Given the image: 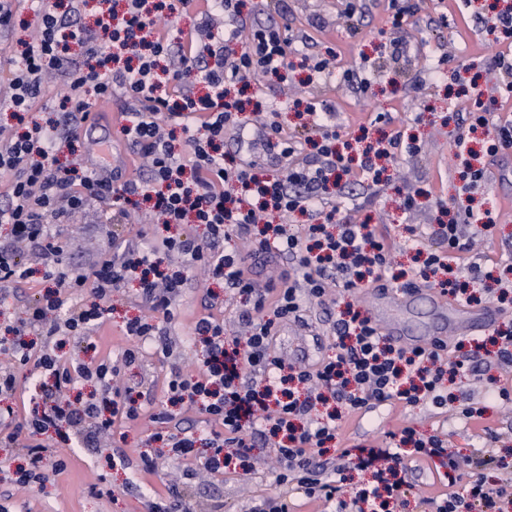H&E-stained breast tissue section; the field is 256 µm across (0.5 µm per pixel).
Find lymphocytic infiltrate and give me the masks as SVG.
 <instances>
[{"instance_id":"lymphocytic-infiltrate-1","label":"lymphocytic infiltrate","mask_w":512,"mask_h":512,"mask_svg":"<svg viewBox=\"0 0 512 512\" xmlns=\"http://www.w3.org/2000/svg\"><path fill=\"white\" fill-rule=\"evenodd\" d=\"M242 6L243 0H122L121 6L102 9L89 27L81 21L80 0L63 14L55 0H38L35 34L14 63L7 96L6 108L19 128L0 135V171L12 176L0 205V224L10 228L0 237V287L27 283L36 273L48 286L25 319L0 331V352L10 358L9 367L0 368V394L15 392L17 371L38 381L23 420L31 436L24 452L27 464L13 471L10 487L29 490L40 482L48 446L38 442V435L52 430L64 444L94 448L100 435L117 436L145 414L160 425L157 437L170 454L188 462L190 478L202 472H250L254 438L264 436L276 450L279 491L261 498L252 512H294L286 492L290 486L322 502L327 512H389L391 499L408 485L411 459L438 462L443 471L446 491L434 499L436 512H504L512 504L511 461L496 458L504 476L489 478L484 460H459L439 435H424L410 425L387 432L386 446L356 444L337 449L335 460L325 461L344 421L375 404L447 406L446 378L475 374L483 345L473 343L461 359L450 362L443 356L444 344L397 347L369 317L349 308L333 323L335 353L312 368L289 369L273 355L278 325L299 318L304 305L326 304L329 283L342 281L350 292L385 281L391 273L386 236L375 225L339 217L329 184L355 170L367 194L376 195L387 163L420 147L397 134L377 139L352 160L336 147L341 133L331 122L332 105L314 97L292 102L306 117L305 137L286 135L278 121L280 106L263 97L254 105L263 123L242 122L244 105L236 90L266 75L285 80L292 44L281 27L243 17ZM190 9L196 21L186 32L178 23ZM51 75L63 83L49 99L46 79ZM482 96L475 91L454 134V156L464 166L457 193L468 199L487 179L479 155L494 157L512 149V124L496 122L493 103ZM115 97L126 120L123 140L135 160L146 161V174L123 181L102 162L61 163L62 149L84 139L97 122V102ZM35 110L59 118L27 123ZM230 131L240 137L258 132L280 171L268 177L256 161L224 157L220 147ZM134 197L147 203L153 223L177 226L179 234L149 244L140 233L115 245L90 269L71 266L56 243L55 225L68 223L88 203L112 206L113 223H133L124 204ZM297 211L318 216V223L288 230L280 219ZM191 224L204 226V237L186 233ZM493 224L489 212L467 206L449 222L411 228L414 239L440 243L412 269V279L474 303L473 288L485 273L473 264L466 278H456V253L464 228L478 235ZM235 235L249 237L250 252L224 248ZM19 242L40 255V271L20 258ZM273 252L286 256L293 269L258 285L247 256ZM198 269L245 299L238 318L247 332L228 338L223 319L214 313L218 297L207 293L204 311L192 326L204 358L192 372L171 373L167 398L152 411L115 388L120 370L111 358L75 365L59 356L70 339L96 333L111 310L113 291L133 282L147 308L125 325L134 345L123 359L134 362L139 343L163 336ZM75 290L90 291L93 302L69 305ZM32 331L44 337L43 350L33 351L25 342ZM82 380L96 384V391L77 393ZM183 409L206 415L216 430L198 440L181 425ZM349 469L371 473L372 483L346 487L342 475ZM460 483L465 492H456Z\"/></svg>"}]
</instances>
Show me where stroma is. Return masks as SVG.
Returning a JSON list of instances; mask_svg holds the SVG:
<instances>
[{
    "mask_svg": "<svg viewBox=\"0 0 512 512\" xmlns=\"http://www.w3.org/2000/svg\"><path fill=\"white\" fill-rule=\"evenodd\" d=\"M257 9L252 17L258 22L287 26L294 49L309 54L335 51L336 74L328 85H307V70L291 72L288 85L264 80L265 96H281L289 92L296 96L321 97L335 106L334 122L345 138L359 136L360 125L369 123L375 113L386 112L391 123L383 125L382 133L415 136L420 151L402 156L391 169V180L378 197L365 199L361 187H354L349 198L339 205L354 222L379 225L392 244V259L396 268H408L415 253V242L407 230L411 224H434L440 218L439 201L455 197L459 185L451 135L456 123L470 102L457 96L455 74L468 72L475 77L480 89L491 88L495 75L489 69V59L498 52L512 49V44L490 41L484 28L475 26V18L491 16L493 0L471 5L467 15L453 14L448 0H410L404 36L410 46L407 60L395 62L387 57L384 45L389 31L386 0H367L368 11L363 17L346 19L344 0H288L287 12H280L276 0H254ZM359 66V75L368 82L365 92H356L345 80V71ZM442 66L445 79L433 74ZM425 77L421 90H414L417 77ZM489 180L478 198L485 208L497 211V223L491 235L461 254V268L478 263L486 267L504 265L512 259V212L501 211L499 200L512 192V182L502 179L503 169L512 165V155H500L486 161ZM416 191V207L407 212L400 208L399 194ZM136 225L113 224L112 216L99 206L90 204L79 210L71 223L58 228V244L73 266L89 268L101 254L111 250L113 236L135 234ZM209 283L202 272H194L179 301V314L167 328L169 355L155 353L145 346L143 355L132 365L121 362L123 351L130 342L125 334L126 321L145 313L135 286H127L112 294V311L104 328L93 341L96 352H89L82 340H72L65 349L66 358L91 362L94 355L109 356L122 365L119 382L139 392L142 404L159 401L164 385L173 369L191 371L201 357V348L192 337V324L201 313V298ZM332 300L326 306L304 307L299 319L280 328L275 351L290 358L289 344L306 341L316 356L332 354L336 337L332 324L345 301H352L364 312H372L376 299L370 289L361 288L347 295L333 288ZM450 392L466 397L485 414L480 421L462 427L449 412L428 406L398 408L393 420L371 412L358 424H345L341 444L382 442L386 431L408 424L432 434L447 433L450 451L459 457H473L478 451L492 450L505 454L512 450V407L487 398L485 386L473 376L456 379ZM126 440L122 448L125 463H112L107 455L92 448L58 445L59 453L67 457L63 472L44 469V480L32 490L17 491L13 512H147L145 491L167 493L169 486L180 488L179 496L192 504L195 512H249L254 500L261 495L276 494L278 488L271 473L276 464L274 448L256 440L252 450L253 470L242 477L233 472L208 475L184 485L182 461L174 459L155 441L157 431L148 419L128 423L124 427ZM148 453L156 462L155 472L142 468L141 453ZM98 492H91L93 484ZM440 490L434 467L413 468L411 485L404 495L390 502V512H433L431 496Z\"/></svg>",
    "mask_w": 512,
    "mask_h": 512,
    "instance_id": "obj_1",
    "label": "stroma"
}]
</instances>
